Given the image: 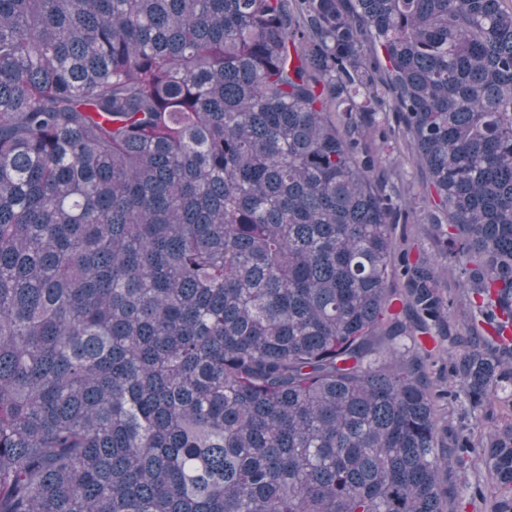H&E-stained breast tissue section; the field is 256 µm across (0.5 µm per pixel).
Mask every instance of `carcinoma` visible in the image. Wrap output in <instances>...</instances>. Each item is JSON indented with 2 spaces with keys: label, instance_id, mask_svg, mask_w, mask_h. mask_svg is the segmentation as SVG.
Listing matches in <instances>:
<instances>
[{
  "label": "carcinoma",
  "instance_id": "obj_1",
  "mask_svg": "<svg viewBox=\"0 0 512 512\" xmlns=\"http://www.w3.org/2000/svg\"><path fill=\"white\" fill-rule=\"evenodd\" d=\"M388 98L512 323V0H0V512H448L442 270L355 117ZM443 338L472 409L512 389V345Z\"/></svg>",
  "mask_w": 512,
  "mask_h": 512
}]
</instances>
